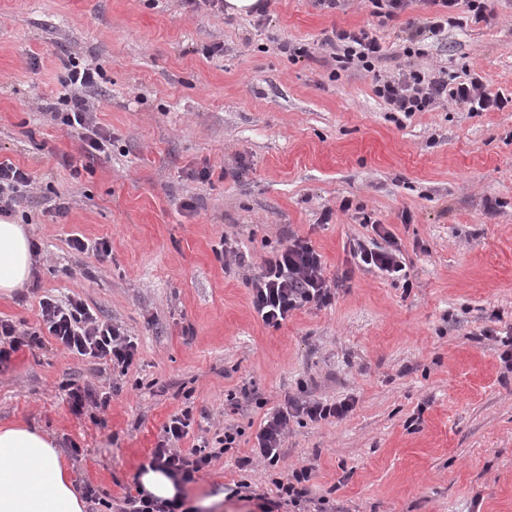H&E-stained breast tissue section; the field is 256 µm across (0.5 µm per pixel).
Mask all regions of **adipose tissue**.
I'll return each instance as SVG.
<instances>
[{
	"mask_svg": "<svg viewBox=\"0 0 512 512\" xmlns=\"http://www.w3.org/2000/svg\"><path fill=\"white\" fill-rule=\"evenodd\" d=\"M32 255L25 225L0 218V294L22 287ZM53 442L23 426L0 428V512H83Z\"/></svg>",
	"mask_w": 512,
	"mask_h": 512,
	"instance_id": "1",
	"label": "adipose tissue"
}]
</instances>
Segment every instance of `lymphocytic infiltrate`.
Instances as JSON below:
<instances>
[{
  "label": "lymphocytic infiltrate",
  "instance_id": "lymphocytic-infiltrate-1",
  "mask_svg": "<svg viewBox=\"0 0 512 512\" xmlns=\"http://www.w3.org/2000/svg\"><path fill=\"white\" fill-rule=\"evenodd\" d=\"M433 14L426 23L409 26L403 39L406 55L420 54V46L442 36L448 27L459 25L454 12L458 4H465L472 23L488 22L492 9L488 0H422ZM335 52L336 68L329 78L336 81L342 72L349 69L374 71L382 56V46L376 36L365 29L332 30L325 39ZM66 91L59 95L50 108L52 119L77 133L88 158L107 152L112 145L110 132L97 126L92 119L94 106L86 97L88 89L97 86L102 73L99 68L69 59ZM376 96L382 98L391 112L409 117L413 113L426 111L443 96H450L469 112H484L492 108H503L508 100L501 95L490 94L481 76L449 87L445 79H429L424 72L411 70L401 77L377 81ZM34 183L31 173L11 161H0V215H11L18 206L22 191ZM376 235L386 240L383 248L365 245L351 247L350 253L357 266L374 268L384 274L401 272L403 263L399 248L389 247L392 235L381 224H373ZM252 306L263 323L278 327L293 311L307 305L324 306L335 296V283L324 276V261L321 254L305 238L296 236L287 245L278 249L267 259L260 271L250 279ZM44 332L17 329L13 321L0 319V367L10 363L13 354L22 348L42 345L44 337H51L58 349L64 353L98 360H106L129 368L136 355L137 346L121 327L100 319L81 301L68 299L59 302L43 298L40 302ZM353 408L352 401L327 403L318 400L285 399L283 405L266 417L256 435L255 454L277 465L282 454L286 429L292 419L308 418L313 422L340 419ZM191 409L184 408L171 415L163 426L152 451V467L166 471L177 483L196 482L206 472L218 453L226 452L236 443L238 429H225L210 445L198 444L183 449L181 441L187 438L194 426Z\"/></svg>",
  "mask_w": 512,
  "mask_h": 512
}]
</instances>
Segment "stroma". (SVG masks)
I'll return each mask as SVG.
<instances>
[{
	"label": "stroma",
	"instance_id": "stroma-1",
	"mask_svg": "<svg viewBox=\"0 0 512 512\" xmlns=\"http://www.w3.org/2000/svg\"><path fill=\"white\" fill-rule=\"evenodd\" d=\"M265 2V15L233 17L207 0H0V159L35 177L20 210L39 247L0 318L38 330L41 298H75L137 344L125 371L49 342L22 348L0 370V427L51 437L77 492L112 502L136 494L162 426L188 406L203 436L240 430L184 487L210 512H254L233 488L277 497L273 478L309 462L310 498L337 512H512V371L482 335L512 336V106L444 99L398 124L374 94L419 69L512 96V0L420 57L402 34L427 17L420 2L384 25L368 0ZM362 27L382 60L330 80L325 36ZM286 43L306 56L289 59ZM71 56L103 73L88 98L112 149L94 160L46 113ZM374 221L405 278L354 267ZM295 236L344 283L275 328L247 281ZM65 378L107 404L73 413ZM289 396L355 407L292 420L273 468L253 456L255 436Z\"/></svg>",
	"mask_w": 512,
	"mask_h": 512
}]
</instances>
